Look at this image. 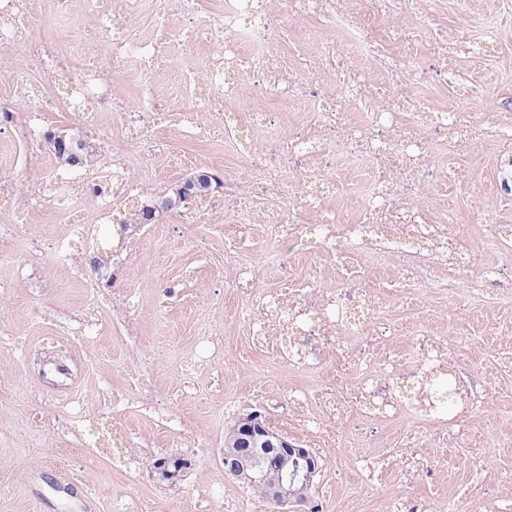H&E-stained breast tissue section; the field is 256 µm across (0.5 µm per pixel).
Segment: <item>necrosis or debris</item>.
Instances as JSON below:
<instances>
[{
    "label": "necrosis or debris",
    "mask_w": 512,
    "mask_h": 512,
    "mask_svg": "<svg viewBox=\"0 0 512 512\" xmlns=\"http://www.w3.org/2000/svg\"><path fill=\"white\" fill-rule=\"evenodd\" d=\"M221 0L212 11L201 0H0V51L22 49L31 63L13 68L0 89V141L20 133L29 168L39 176L26 187L0 179L11 223L44 212L63 231L52 245L57 267H71L74 250L97 247L99 225L115 206H135L155 176L157 158L175 139L218 144L256 171L243 192L225 181L223 192L185 200L176 224L224 215L226 251L245 254L270 245L267 265L279 285L259 287L255 265L239 263L224 282L236 300L235 325L252 348L267 353L292 379L267 387L264 397L288 423L336 443V423H404L410 428L402 478L413 483L424 467L415 452L422 434L445 448L469 436L470 418L483 399L468 383L448 345L425 327L408 331L383 316L373 299L378 271L395 268L404 298L422 289L477 307H498L500 272L473 275L457 224L436 221L413 201L417 184H446L455 161L481 138L497 142L512 118H476L465 111L469 91L448 90V104L430 106L411 77L418 44L429 36L418 0ZM411 24L383 27L391 13ZM512 14V0L468 30H442L443 48L469 58L494 52L496 14ZM304 18L307 50L288 51L284 33ZM368 69H359V62ZM334 79V94L319 98L309 83ZM132 79L136 100L119 105L116 83ZM268 108L238 105L244 80ZM27 108H20V101ZM69 112L90 130L112 126L123 144L96 169L75 172L43 154L45 115ZM448 132L443 147L427 138ZM273 144L278 163L261 152ZM354 193V212L336 210V198ZM262 221H254V213ZM333 262L338 284L322 287L310 263ZM393 449L356 456L350 483L389 481L382 462Z\"/></svg>",
    "instance_id": "necrosis-or-debris-1"
}]
</instances>
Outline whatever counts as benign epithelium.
Wrapping results in <instances>:
<instances>
[{
    "label": "benign epithelium",
    "instance_id": "7a95c632",
    "mask_svg": "<svg viewBox=\"0 0 512 512\" xmlns=\"http://www.w3.org/2000/svg\"><path fill=\"white\" fill-rule=\"evenodd\" d=\"M213 186L212 176L198 174L175 188V193L196 191L207 193ZM247 439L256 434L270 435L266 420L259 413H251L242 419ZM277 443L267 442L270 450L276 452V467L264 469L258 452L247 447L224 449V470L229 475L254 483L261 481L268 486V499L275 504L286 496H293L298 506L297 512H306L312 479L318 470V462L306 448H300L282 434L275 435Z\"/></svg>",
    "mask_w": 512,
    "mask_h": 512
}]
</instances>
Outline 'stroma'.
Masks as SVG:
<instances>
[{
  "instance_id": "1",
  "label": "stroma",
  "mask_w": 512,
  "mask_h": 512,
  "mask_svg": "<svg viewBox=\"0 0 512 512\" xmlns=\"http://www.w3.org/2000/svg\"><path fill=\"white\" fill-rule=\"evenodd\" d=\"M429 24L457 28L478 23L491 0H473L462 10L458 0H425ZM512 67V17L499 31L498 50L477 59L452 56L448 80L482 77L470 106L478 114L512 113V84L498 81ZM195 158V171L228 176L251 189L248 167L225 157L218 145L174 140L171 156L159 161L167 176L157 200L183 182L187 171L176 164L182 155ZM512 163V147L476 142L457 165L471 184H448L444 193L422 186L419 201L437 218L452 216L470 237L474 271L495 266L512 277V250L488 249L483 225L512 226V196L502 185V172ZM169 211L136 232L113 235L102 225L110 246L101 267L84 251L79 264L90 285L73 287L69 271L54 266L50 244L56 224L0 222V277L13 280L9 294H0V512H80L92 499V512H112V499L125 495L145 501L151 512H193L186 495L190 485L206 482L227 495L246 487L224 472V422L261 411L270 427L297 445L314 449L316 437L283 423L257 396L265 379L257 360H241L249 338L242 331H225L224 278L230 259L224 252V217L213 215L201 224H174ZM137 301L127 316L123 294ZM382 311L407 326L429 322L448 342V355L462 364L486 391L484 404L471 418L470 437L444 450L422 443V453L441 457L433 480L419 491L443 487L448 512H485L487 497L512 502V301L501 309L458 308L455 301L427 291L419 306L384 297ZM226 334V347L209 368L184 389L180 364L194 354L197 337L205 331ZM89 398L83 422H76L68 405L74 392ZM234 399L225 408V399ZM128 423L132 434L118 452L104 458L81 448V437L111 441L115 422ZM356 450L338 448L319 455V473L310 490L318 496L334 485L336 498L328 512H345L348 497H356L361 512H398L396 501L407 490L399 480L351 489L337 481L336 470L350 463ZM178 460L182 476L161 478L156 465ZM485 490L466 499L458 488L472 481Z\"/></svg>"
}]
</instances>
